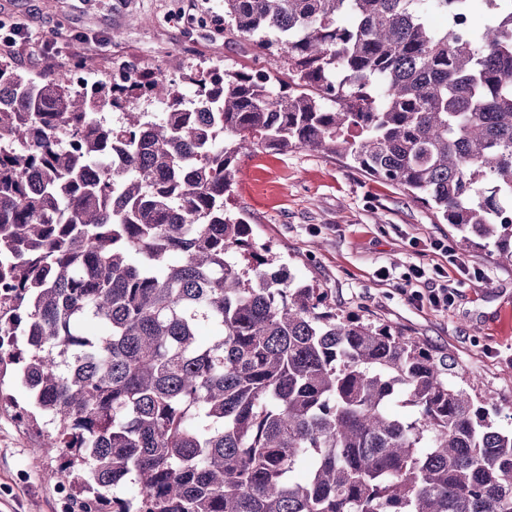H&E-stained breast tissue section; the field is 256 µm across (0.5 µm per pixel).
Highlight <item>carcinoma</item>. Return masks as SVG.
I'll return each instance as SVG.
<instances>
[{"mask_svg": "<svg viewBox=\"0 0 512 512\" xmlns=\"http://www.w3.org/2000/svg\"><path fill=\"white\" fill-rule=\"evenodd\" d=\"M475 2L224 0L288 81L192 69L191 104L0 60V371L71 512H512V430L448 356L336 312L226 204L244 151L302 148L512 262V0L477 29Z\"/></svg>", "mask_w": 512, "mask_h": 512, "instance_id": "1", "label": "carcinoma"}]
</instances>
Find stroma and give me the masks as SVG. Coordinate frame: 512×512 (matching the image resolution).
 <instances>
[{"mask_svg": "<svg viewBox=\"0 0 512 512\" xmlns=\"http://www.w3.org/2000/svg\"><path fill=\"white\" fill-rule=\"evenodd\" d=\"M21 44L20 70L44 69L38 50L49 43L76 89L124 70L152 71L182 83L187 70L247 67L278 75V53L224 37V0H0V40ZM231 207L242 211L255 238L271 245L300 279L323 288L337 312L397 327L448 353L463 378L512 428V262L492 249L468 258L482 277L454 283L445 311L418 307L399 290L410 265L433 271L440 256L414 239L455 242L446 224L396 186L337 158L292 149H251L238 161ZM391 278L379 280L380 268ZM0 512H66L77 475L40 453L35 431L15 417L25 401L13 375L0 381Z\"/></svg>", "mask_w": 512, "mask_h": 512, "instance_id": "obj_1", "label": "stroma"}]
</instances>
